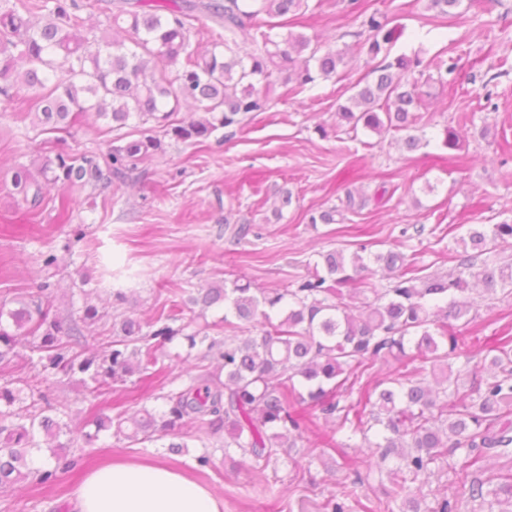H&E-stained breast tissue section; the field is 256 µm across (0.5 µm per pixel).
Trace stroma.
<instances>
[{"mask_svg": "<svg viewBox=\"0 0 512 512\" xmlns=\"http://www.w3.org/2000/svg\"><path fill=\"white\" fill-rule=\"evenodd\" d=\"M371 2L404 27L392 55L417 54L429 64L422 87L429 144L413 153L395 138L336 125L338 106L369 71L358 47L362 18L344 0H309L299 28L321 47H353L340 79L277 93L267 112L203 144L167 142L162 157L143 162L145 182L97 196L94 204H86L87 190H74L82 204L65 222L51 204L29 213L11 185L14 165L55 156L62 146L102 153L111 134L90 118L58 136L40 133L32 121L16 118L28 92L0 96V300L47 278L57 285L59 317L89 303L101 316L99 329L108 330L119 311L105 292L111 284L134 298L121 311L145 320L179 291L225 279L285 288L307 274L313 252H350L360 241L383 251L399 247L427 272L444 274L453 266L449 226L512 221V0H471L462 18L444 26L430 22L427 0ZM452 57L458 68L446 84L436 64ZM447 127L460 132L458 150L441 143ZM340 184L363 190L365 207L340 224H308L307 212L336 204ZM286 192L291 203L284 208ZM48 250L58 257L52 268L41 260ZM476 322L482 345L512 336V295L480 304ZM177 374L169 350H162L152 375L114 385L99 408L137 410L147 395L180 387ZM308 446L297 444L301 469L282 456L255 475L226 462L210 435L190 439L179 453L107 435L90 447L73 444L82 465L57 484L27 481L0 491V512H68L84 471L115 457L160 459L193 474L223 501L224 512H318L321 496L335 490L345 472ZM205 450L213 452L216 467L196 471L195 458Z\"/></svg>", "mask_w": 512, "mask_h": 512, "instance_id": "stroma-1", "label": "stroma"}]
</instances>
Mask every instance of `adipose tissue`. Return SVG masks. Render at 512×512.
Here are the masks:
<instances>
[{
	"mask_svg": "<svg viewBox=\"0 0 512 512\" xmlns=\"http://www.w3.org/2000/svg\"><path fill=\"white\" fill-rule=\"evenodd\" d=\"M72 512H223L210 490L165 464L126 460L89 471Z\"/></svg>",
	"mask_w": 512,
	"mask_h": 512,
	"instance_id": "ef3b65f1",
	"label": "adipose tissue"
}]
</instances>
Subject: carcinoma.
Masks as SVG:
<instances>
[{
    "label": "carcinoma",
    "instance_id": "carcinoma-1",
    "mask_svg": "<svg viewBox=\"0 0 512 512\" xmlns=\"http://www.w3.org/2000/svg\"><path fill=\"white\" fill-rule=\"evenodd\" d=\"M0 8V79L33 94L30 109L43 133L72 127L93 114L108 131L129 121L150 125V134L113 145L105 153L59 152L37 170L20 164L12 185L32 211L41 209L53 189L61 191L60 216L69 214L74 188L119 191L143 177L138 165L164 151L165 139L202 143L220 128L238 125L250 113L265 112L278 83L299 89L340 76L349 48L322 49L288 27L309 10L308 0H114L108 27H85L75 0H19ZM365 15L362 47L372 81L359 87L336 111V123L356 133L402 134L406 151L429 144L418 129V79L427 65L419 55L390 57L402 27L386 15L366 13L361 0H348ZM433 18L445 24L467 10L464 0H428ZM205 18L211 49L191 45L192 22ZM254 50L244 55L239 43ZM196 112L175 118L181 104ZM366 199L345 191L342 209L309 215L310 224H334L336 216L356 213ZM512 248V224H473L453 237L448 258L455 272L419 275L406 256L374 251L359 242L350 253L319 254L312 270L293 288L265 291L238 279L197 289L188 301L204 313L224 307V326H250L256 333L226 336L219 342L186 332L175 309H161L150 322L113 319L112 337L99 349L85 347V331L98 321L86 304L67 321L50 315L54 284L34 295L0 304V369L24 358L33 376L14 386L0 383V489L33 478L53 485L59 473L79 459L60 441L66 435L88 444L102 435L147 446L184 427L224 433V458L258 470L261 462L295 447L307 431V408L318 410L325 427L322 447H351L358 438L367 451L353 464L378 473L390 487L377 501L364 502L355 484H342L326 497L322 512H512V471L496 483L482 478L479 463L492 454L512 456V337L484 350L471 335V297L494 300L512 295V262L500 254ZM389 280L379 288L375 276ZM179 343L185 353L216 352L215 371L189 378L177 391L159 397L158 408L142 406L134 416L94 411L84 431L64 420L43 384L59 375L79 377L94 398L112 384L148 372L156 351ZM484 376L469 389L461 377L475 358ZM394 361V371L374 386L360 388L356 400L340 398L376 364ZM437 470L464 476L462 494L424 488Z\"/></svg>",
    "mask_w": 512,
    "mask_h": 512
}]
</instances>
